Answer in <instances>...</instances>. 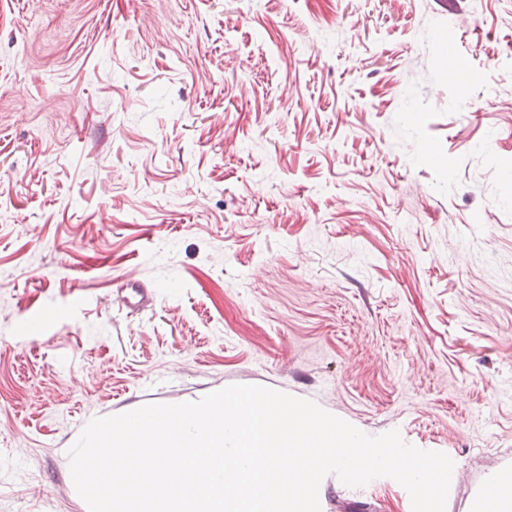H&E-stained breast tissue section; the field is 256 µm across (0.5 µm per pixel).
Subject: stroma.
<instances>
[{
  "instance_id": "obj_1",
  "label": "stroma",
  "mask_w": 512,
  "mask_h": 512,
  "mask_svg": "<svg viewBox=\"0 0 512 512\" xmlns=\"http://www.w3.org/2000/svg\"><path fill=\"white\" fill-rule=\"evenodd\" d=\"M511 168L512 0H0V512H89L91 420L231 384L445 453L474 512L512 462ZM118 302L122 308L140 311L150 304L151 297L146 288H141L140 283L128 280L121 295H118Z\"/></svg>"
}]
</instances>
